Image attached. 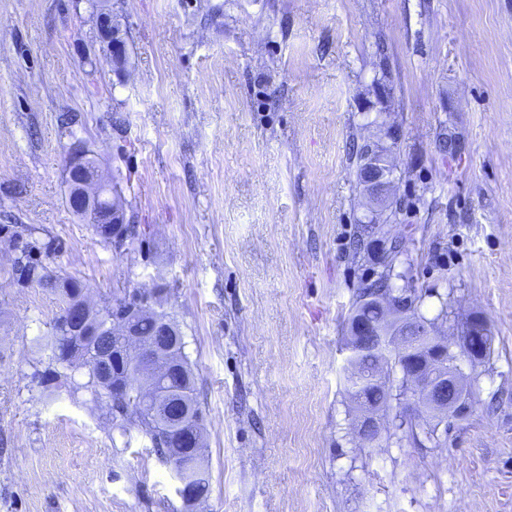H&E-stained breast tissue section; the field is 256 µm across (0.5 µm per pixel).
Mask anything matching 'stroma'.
<instances>
[{
	"instance_id": "1",
	"label": "stroma",
	"mask_w": 512,
	"mask_h": 512,
	"mask_svg": "<svg viewBox=\"0 0 512 512\" xmlns=\"http://www.w3.org/2000/svg\"><path fill=\"white\" fill-rule=\"evenodd\" d=\"M106 5L119 71L88 0H0V224L48 227L53 268L92 302L159 290L203 411L197 512H512V0ZM389 126L395 285L493 336L481 363L452 345L475 404L431 448L359 447L349 415L346 324L380 272L351 143ZM74 136L138 228L125 251L68 205ZM8 269L0 255V512H182L135 423L41 384L60 305ZM97 24L99 28L100 37L104 43V52L116 69L121 68L122 62L126 55V42L119 30L120 26L117 23L114 28L112 23V12L110 10H100L98 6L95 10Z\"/></svg>"
}]
</instances>
